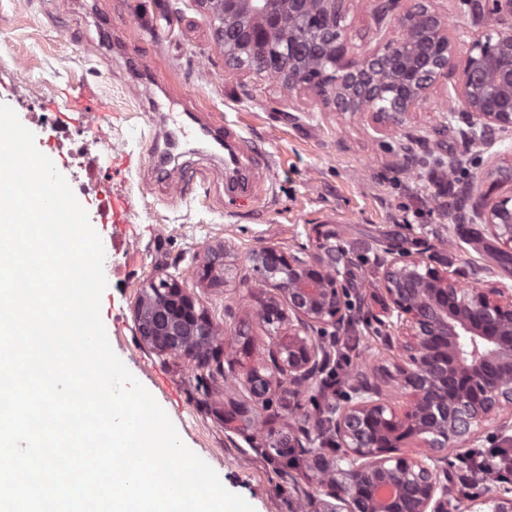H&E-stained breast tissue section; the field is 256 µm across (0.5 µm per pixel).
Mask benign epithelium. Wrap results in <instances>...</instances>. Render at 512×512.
I'll return each mask as SVG.
<instances>
[{"label": "benign epithelium", "instance_id": "7a95c632", "mask_svg": "<svg viewBox=\"0 0 512 512\" xmlns=\"http://www.w3.org/2000/svg\"><path fill=\"white\" fill-rule=\"evenodd\" d=\"M215 21L224 65L265 71L268 48L280 49L278 79L288 91L306 88L340 112H371L383 123L401 124L426 104L448 70L461 67L448 124L461 121L475 141L494 129L512 128V30L476 36L456 63L448 23L413 0L394 17L402 37L359 60L349 58L338 22L343 0H200ZM390 100V108L375 103ZM491 186L512 183V163L487 171ZM476 216L505 253L512 252V196L484 194ZM249 261L259 286L251 294L256 319L267 330L280 382L307 387L331 362L320 336L347 324L348 293L342 283L345 255L321 242L313 252L263 246ZM224 272V284L242 280L225 249L207 253L204 270ZM387 324L402 335L400 360L382 369L386 385L400 390L396 408L359 370L324 420L336 455L307 437L291 434L280 448H300L326 499L313 512H512V482L462 506L448 484V454L469 450L487 424L512 429V288L470 287L457 274L422 256L389 253L381 281ZM134 320L143 345L180 354L206 369L219 348L204 343L215 334L178 278L167 274L141 289ZM245 401L229 411L241 425L259 423V405L271 379L256 368L239 377Z\"/></svg>", "mask_w": 512, "mask_h": 512}]
</instances>
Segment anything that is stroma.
<instances>
[{
	"instance_id": "35a3bbf8",
	"label": "stroma",
	"mask_w": 512,
	"mask_h": 512,
	"mask_svg": "<svg viewBox=\"0 0 512 512\" xmlns=\"http://www.w3.org/2000/svg\"><path fill=\"white\" fill-rule=\"evenodd\" d=\"M377 4L345 0L353 58L400 36L392 19L377 21ZM431 6L448 23L456 59H464L485 21L468 15L464 0ZM460 80L456 70L441 78L403 126L379 132L371 113L339 112L311 91L291 92L264 75L225 68L213 21L198 0H0V101L34 132L37 149L54 161L102 240L108 287L101 317L111 346L183 442L255 512H298L320 494L304 467L277 456L272 434L317 433L355 369L373 372L396 361L398 341L383 325L378 288L388 249L448 266L468 285H512V264L497 262L499 244L486 225L448 214L449 193L466 189L465 182L449 183L448 161L467 159L468 174L477 176L512 156V129L481 146L458 121L435 135ZM89 89L110 114L96 134L112 145L91 149L100 163L93 179L86 159L70 154ZM170 100L193 121H222L251 142L265 159V193L227 194L225 184L240 179L241 168L226 164V150L202 141H179L161 165L153 145L169 123L158 106ZM55 114L65 116L67 137L57 138L48 125ZM104 184L125 199L110 220L99 211ZM322 241L346 252L352 304L339 338L324 340L335 354V386L322 378L292 392L276 386L258 428L225 422V410L244 395L234 371L270 364L271 340L250 306V253L262 246L311 251ZM217 245L227 247L244 281L227 287L203 277L204 254ZM163 271L179 278L219 332L246 325L249 354L223 346L199 380L184 359L144 348L134 304L142 284Z\"/></svg>"
}]
</instances>
